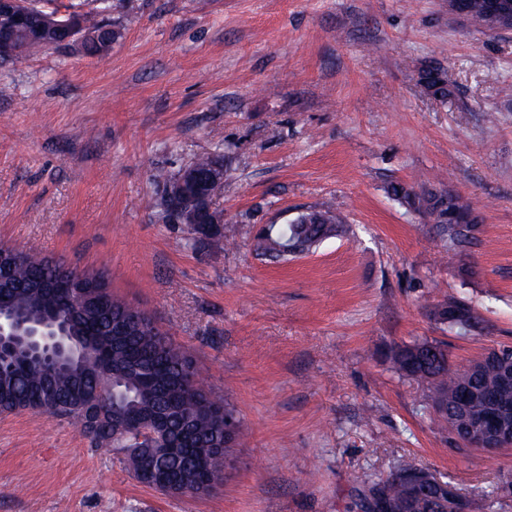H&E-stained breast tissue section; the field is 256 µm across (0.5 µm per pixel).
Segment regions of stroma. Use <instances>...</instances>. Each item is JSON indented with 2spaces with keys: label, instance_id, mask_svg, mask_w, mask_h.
Returning a JSON list of instances; mask_svg holds the SVG:
<instances>
[{
  "label": "stroma",
  "instance_id": "obj_1",
  "mask_svg": "<svg viewBox=\"0 0 512 512\" xmlns=\"http://www.w3.org/2000/svg\"><path fill=\"white\" fill-rule=\"evenodd\" d=\"M105 57L0 61V246L104 271L187 351L246 439L214 493L138 482L122 454L38 413L0 417V512H360L404 467L472 505L512 481V447L454 449L390 351L445 345L463 368L512 347V31L448 0H112ZM432 65L452 95L420 83ZM203 153L229 179L217 234L156 203V170ZM442 182L478 216L472 275L387 187ZM328 204L343 237L288 261L260 227ZM449 297L482 330L427 316Z\"/></svg>",
  "mask_w": 512,
  "mask_h": 512
}]
</instances>
